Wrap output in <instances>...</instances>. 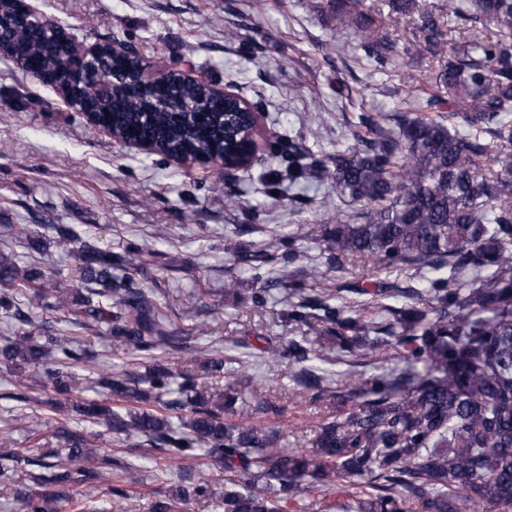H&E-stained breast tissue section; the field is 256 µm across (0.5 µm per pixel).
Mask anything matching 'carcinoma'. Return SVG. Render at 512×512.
Listing matches in <instances>:
<instances>
[{"mask_svg":"<svg viewBox=\"0 0 512 512\" xmlns=\"http://www.w3.org/2000/svg\"><path fill=\"white\" fill-rule=\"evenodd\" d=\"M325 7L336 24L354 30L377 71L403 55L438 58L433 79L448 94L426 101L429 110L448 104V116L398 113L395 129L378 131L348 153L316 157L290 136L269 147L276 167L261 176L267 192L327 177L352 209L334 224H294L280 238L284 266L270 284L288 286L283 317L304 332L270 352L268 361L287 364L300 389L334 399L314 360H325V348L335 350L350 367V389L342 397L352 411L317 425L310 446L282 447L277 431L249 422L248 414L278 415L288 400H268L260 384L247 397L232 386L217 391L180 364L152 356L163 348L180 355L186 346L143 283L147 250L132 243L103 249L66 224L47 228L55 232L53 246L75 255L67 268L0 255V312L32 325L0 344V369L11 375L31 364L36 386L72 395L80 391L74 367L96 357L76 337L53 333L44 313L62 309L69 325L104 330L114 345L145 358L144 371L96 368L95 384L106 398H83L73 410L114 434L141 436L173 459L205 447L224 465V512H284V504L327 492L338 478L374 488L350 512H409L412 501L420 512H465L479 503L512 512V0H445L447 15L482 30L450 41L439 17L424 12L422 38L403 47L362 23L364 0H326ZM53 25L47 16L25 21L23 0H0V57L54 87L110 133L135 136L164 160L250 165L233 152L258 122L241 96L226 95L223 108L204 114L201 106L213 97L208 81L187 79L174 68L155 75L139 53L114 57L108 46L93 77L83 66L66 69L75 44ZM482 133L491 142H482ZM19 233L30 251L46 250L35 225ZM304 241L323 245L327 257L324 270L312 267L300 278L288 266L300 257L296 243ZM352 261L377 274L410 267L430 277L422 288L380 281L372 290L346 289L381 300L384 317L376 322L331 304L336 295L306 284ZM19 293L27 298L26 312L16 304ZM317 327L319 336H307ZM388 344L402 351L405 368L363 376L361 368ZM112 397L156 408L122 415ZM58 434L69 444L71 466L52 451L33 462L12 448L0 450L15 466L38 468L25 473L43 488L22 493L26 512L93 499L100 480L120 467L84 434L64 426ZM208 495L197 479L176 485L153 512H175L176 504Z\"/></svg>","mask_w":512,"mask_h":512,"instance_id":"cac0c4a2","label":"carcinoma"}]
</instances>
